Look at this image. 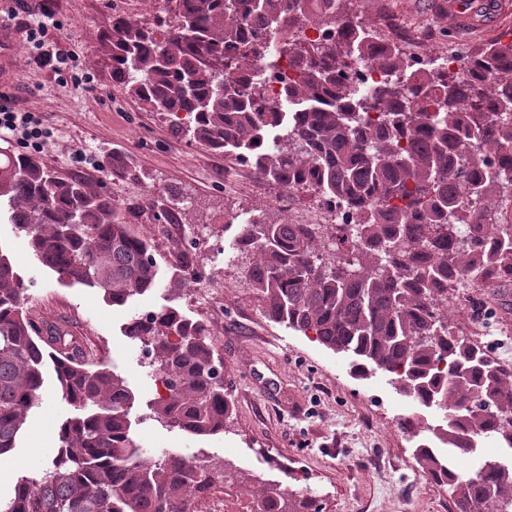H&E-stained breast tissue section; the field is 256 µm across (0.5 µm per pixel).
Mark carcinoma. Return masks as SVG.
I'll return each mask as SVG.
<instances>
[{
  "label": "carcinoma",
  "mask_w": 512,
  "mask_h": 512,
  "mask_svg": "<svg viewBox=\"0 0 512 512\" xmlns=\"http://www.w3.org/2000/svg\"><path fill=\"white\" fill-rule=\"evenodd\" d=\"M174 17L159 42L151 27L118 20L104 32L117 84L168 115L190 121L177 131L213 150L231 152L283 186L300 183L357 215L354 224L246 226L242 251L259 260L246 273L269 316L327 349L355 358L359 374L380 370L402 395L445 411L437 438L441 455L416 448L419 465L446 473L452 512H512V465L486 459L473 474L454 472L475 441L494 437L512 448V371L486 358L480 346L448 335L436 311L512 271V222L504 192L512 190V41L476 52L457 73L399 47L380 48L346 0H329L327 17L302 0H167ZM265 21L263 35L236 22ZM339 37L320 42L284 35L320 19ZM277 40L297 76L283 88L284 104L232 71L264 58L259 47ZM394 72L370 91L349 74L362 62ZM493 146L496 160L489 158ZM15 232L28 238L37 261L59 280L98 290L124 306L161 284L152 242L127 223L112 196L80 180L55 176L29 155L0 149V202ZM200 276L181 262L175 285ZM28 288L0 254V455L18 447L52 368L56 394L74 414L58 426V448L37 477L21 476L0 512H194V500L223 472L197 455L148 452L131 433L135 397L107 363L87 362L81 339L41 325L25 311ZM127 336L141 344L152 376L166 392L150 403L153 418L194 437L224 432L231 401L224 360L204 327L171 307L136 316ZM259 512H320L317 500L271 492Z\"/></svg>",
  "instance_id": "cac0c4a2"
}]
</instances>
